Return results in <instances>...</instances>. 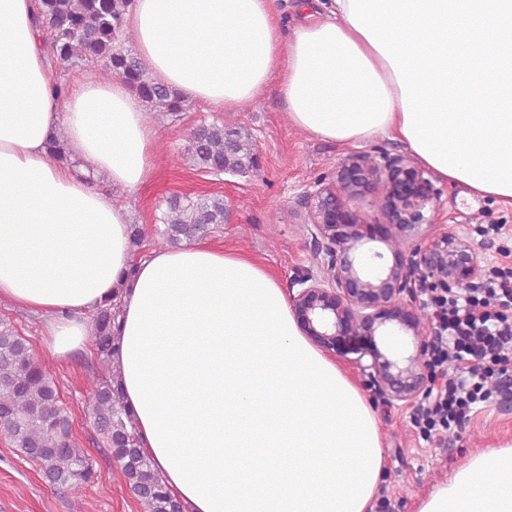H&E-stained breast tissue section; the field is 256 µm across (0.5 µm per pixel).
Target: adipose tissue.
<instances>
[{
  "instance_id": "obj_1",
  "label": "adipose tissue",
  "mask_w": 512,
  "mask_h": 512,
  "mask_svg": "<svg viewBox=\"0 0 512 512\" xmlns=\"http://www.w3.org/2000/svg\"><path fill=\"white\" fill-rule=\"evenodd\" d=\"M283 41L274 0H135L143 66L188 102L248 106L272 76L292 123L341 145L401 141L439 179L512 204V0H332ZM33 0H0V302L40 316L47 351L83 346L121 302L113 365L141 448L185 512H371L376 415L302 336L257 261L204 244L134 258L157 131L122 81L57 100ZM64 131L79 167L54 160ZM104 175L110 190L89 184ZM417 512H512V445L472 455Z\"/></svg>"
}]
</instances>
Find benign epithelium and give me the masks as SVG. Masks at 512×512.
<instances>
[{"label":"benign epithelium","instance_id":"7a95c632","mask_svg":"<svg viewBox=\"0 0 512 512\" xmlns=\"http://www.w3.org/2000/svg\"><path fill=\"white\" fill-rule=\"evenodd\" d=\"M434 181L407 151H354L294 201L308 216L305 240L318 267L290 283L297 326L326 355L345 358L391 408L417 404L431 380L434 325L418 292L470 286L483 275L482 254L494 248L437 224L442 191ZM354 199L369 210H350ZM370 223L386 225L390 248L403 247L392 264L380 251L360 250ZM396 336L411 337L413 349L395 345Z\"/></svg>","mask_w":512,"mask_h":512}]
</instances>
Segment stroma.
<instances>
[{
	"instance_id": "stroma-1",
	"label": "stroma",
	"mask_w": 512,
	"mask_h": 512,
	"mask_svg": "<svg viewBox=\"0 0 512 512\" xmlns=\"http://www.w3.org/2000/svg\"><path fill=\"white\" fill-rule=\"evenodd\" d=\"M149 118L158 130L154 169L137 191L115 195L129 209L134 223L142 227L144 252L165 246L158 228L160 205L166 197L174 193L219 194L228 217L206 236L208 246L260 259L285 288L296 273L316 269L317 262L303 236L305 216L296 210L294 200L317 178L333 172L349 149L312 136L289 120L279 77H271L255 101L237 111L191 102L180 123H172L161 112L150 113ZM216 119L241 126L251 135L261 157L257 170L244 176L216 178L186 164L184 142L176 137V128ZM442 202V223L465 232L473 242L483 240L489 225H499L496 238L502 248L487 252L485 265L512 267V206L472 197L464 189L449 185L443 188ZM1 318L10 320L29 339L35 357L54 378L75 419L76 441L92 459L98 478L86 488L81 501H74L66 490L49 486L38 467L22 458L0 435V512H142L109 451L95 442L87 416L90 359L80 354L69 363H58L42 346L36 319L7 305H0ZM373 409L386 467L379 497L390 501L391 512H416L418 501L447 480L470 455L512 443V395L498 396L475 414L460 434H449L439 447L419 437L409 411L379 402Z\"/></svg>"
}]
</instances>
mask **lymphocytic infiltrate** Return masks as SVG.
<instances>
[{"mask_svg": "<svg viewBox=\"0 0 512 512\" xmlns=\"http://www.w3.org/2000/svg\"><path fill=\"white\" fill-rule=\"evenodd\" d=\"M436 325L429 399L418 409L425 441L463 428L512 382V274L426 298Z\"/></svg>", "mask_w": 512, "mask_h": 512, "instance_id": "f902f5d3", "label": "lymphocytic infiltrate"}]
</instances>
